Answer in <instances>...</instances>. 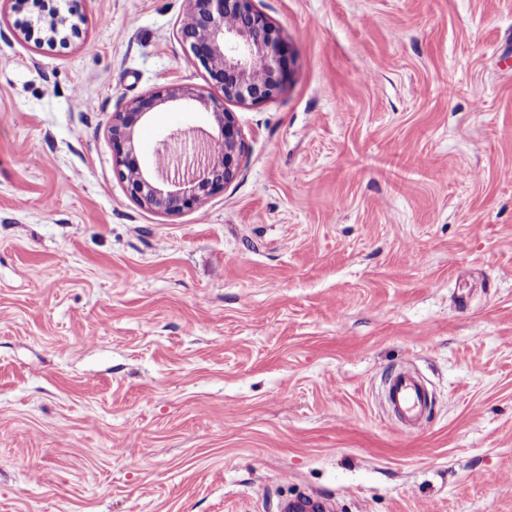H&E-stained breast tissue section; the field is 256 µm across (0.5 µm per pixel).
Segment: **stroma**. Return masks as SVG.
Here are the masks:
<instances>
[{
  "label": "stroma",
  "instance_id": "1",
  "mask_svg": "<svg viewBox=\"0 0 512 512\" xmlns=\"http://www.w3.org/2000/svg\"><path fill=\"white\" fill-rule=\"evenodd\" d=\"M292 80L197 212L108 127L201 87L186 0H0V512H512V0H254ZM212 129L165 106L139 158ZM416 372L405 433L384 398ZM67 2H69L67 14L55 11L50 15V19L47 22V33L51 38L63 35L65 39L68 36V32L72 33L75 29V25L72 24V18L81 15L78 6L81 2H85V0H68ZM385 398L404 429H417L430 411L428 392L419 378L408 370H401L387 377Z\"/></svg>",
  "mask_w": 512,
  "mask_h": 512
}]
</instances>
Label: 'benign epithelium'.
<instances>
[{
    "label": "benign epithelium",
    "mask_w": 512,
    "mask_h": 512,
    "mask_svg": "<svg viewBox=\"0 0 512 512\" xmlns=\"http://www.w3.org/2000/svg\"><path fill=\"white\" fill-rule=\"evenodd\" d=\"M67 13L50 15V37L68 36L83 0H68ZM179 36L189 60L207 73V87L164 85L134 99L112 116L109 126L118 176L142 208L168 215L195 211L224 189L239 170L245 142L227 102L260 104L284 90L292 78L290 47L253 0H187ZM196 105L208 112L217 135L199 142L186 171L140 164L135 158V128L167 105Z\"/></svg>",
    "instance_id": "1"
}]
</instances>
